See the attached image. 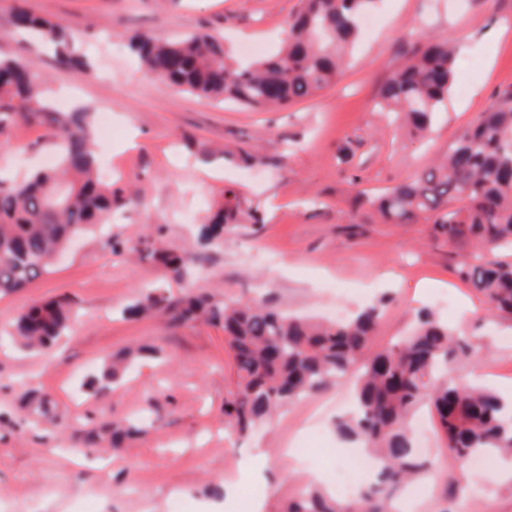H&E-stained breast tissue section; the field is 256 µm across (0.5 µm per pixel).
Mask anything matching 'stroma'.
I'll return each instance as SVG.
<instances>
[{
  "instance_id": "stroma-1",
  "label": "stroma",
  "mask_w": 512,
  "mask_h": 512,
  "mask_svg": "<svg viewBox=\"0 0 512 512\" xmlns=\"http://www.w3.org/2000/svg\"><path fill=\"white\" fill-rule=\"evenodd\" d=\"M299 0H0V53L33 61L49 97L65 108L108 112L121 136L98 141L111 160L116 187L143 200L120 211L118 223L87 234L42 278L0 297V512H239L242 498L263 486L265 512H280L319 473L327 486L353 452L336 434L337 409H349L338 387L286 407L236 438L224 431V397L234 372L222 328L174 325L162 316L125 320L122 306L141 285L179 287L155 261L114 257L113 239L138 244L163 225L169 248L184 249L208 209L235 187L243 214L208 251L188 285L233 299L270 302L296 313L330 317L336 309L384 300L371 347L383 349L413 326L420 309L463 329L476 344L454 375H482L497 391L512 388V323L492 324L487 305L456 273L476 251L474 239L448 242L430 222L382 223L364 193L414 178L447 154L460 133L502 90L512 86V0H381L377 29L362 34L336 82L314 97L276 111L215 104L143 74L129 36L161 37L200 30L223 36L242 54L262 43L275 51ZM71 28L110 30L82 45L92 68L59 65L13 18L18 9ZM416 30L462 40L455 77L466 95L451 93L432 134L418 138L388 121L374 104L380 88L411 56L404 40ZM46 128L20 123L0 134V169L14 174L43 167L52 155ZM455 293L454 308L436 302ZM78 306L69 335L53 359L19 348L6 333L32 302L61 295ZM476 309L463 314L462 304ZM131 345L158 348L136 365L123 387L90 394L86 384L102 363ZM34 389L53 402L35 411ZM318 418L321 448L287 478L285 451ZM119 418L146 430L128 448L90 451L87 429ZM249 471H242L241 463ZM224 488L223 495L209 491ZM458 512H512V489L497 470L469 474Z\"/></svg>"
}]
</instances>
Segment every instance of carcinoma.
<instances>
[{"label": "carcinoma", "instance_id": "carcinoma-1", "mask_svg": "<svg viewBox=\"0 0 512 512\" xmlns=\"http://www.w3.org/2000/svg\"><path fill=\"white\" fill-rule=\"evenodd\" d=\"M300 2L288 20V43L256 61H238L222 36L206 32L171 39L134 34L128 48L148 74L174 89L252 109L283 108L336 81L376 0ZM15 26L52 46L58 62L68 66L86 65L74 54V44L97 35L94 26L67 31L23 10ZM416 40L426 41L425 47L382 86L376 106L424 135L454 86L455 45L449 38L422 34ZM19 120L46 127L59 141L53 143V166L22 178L0 177L1 296L49 273L74 239L111 223L126 203L140 202L101 181L95 113L84 106L57 111L30 62L0 55V134ZM225 197V205L200 225L198 247L192 250L164 249V225H155L147 256L162 261L173 281L184 279L207 249L224 240V228L236 223L238 195L229 189ZM365 202L386 223L430 219L450 243L471 237L493 250L512 251V86L458 137L443 160ZM457 274L484 298L493 317L512 320V263L489 260L479 249L459 264ZM74 312L68 298L35 303L16 315L10 336L24 349L48 351L69 330ZM154 312L177 324L200 321L224 329L235 372L224 397V428L230 434L245 436L277 410L325 388L351 386L354 409L336 418L334 428L344 441L377 459L376 480L349 500L309 485L281 512H390L392 500L431 471L438 473L445 499L458 498L461 479L415 446L410 421L424 406L435 415L452 464L512 456V409H505L495 390L448 376L449 365L469 358L474 343L429 311H420L413 330L382 351L370 348L380 318L376 304L340 321L313 322L267 302L220 300L191 289L174 297L157 286L139 289L122 315L130 319ZM146 353L143 347H129L112 356L89 390L121 387ZM142 430L141 424L113 423L112 447H122Z\"/></svg>", "mask_w": 512, "mask_h": 512}]
</instances>
